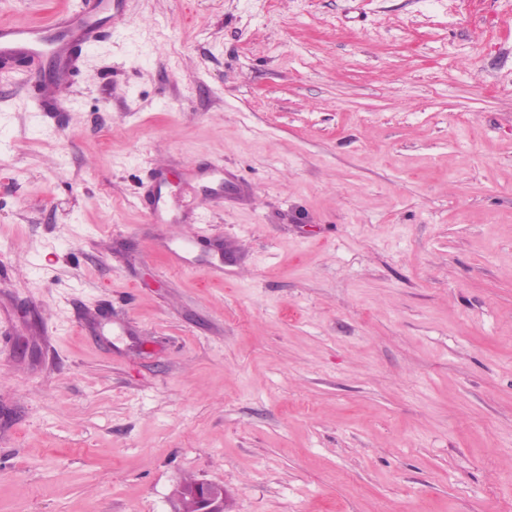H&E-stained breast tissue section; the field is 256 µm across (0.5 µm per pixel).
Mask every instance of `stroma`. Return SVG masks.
<instances>
[{
	"instance_id": "stroma-1",
	"label": "stroma",
	"mask_w": 512,
	"mask_h": 512,
	"mask_svg": "<svg viewBox=\"0 0 512 512\" xmlns=\"http://www.w3.org/2000/svg\"><path fill=\"white\" fill-rule=\"evenodd\" d=\"M122 9L0 68V512H512V0ZM198 481H186L182 486H192ZM188 492L195 497L199 504V512H224V487L223 485L201 481Z\"/></svg>"
}]
</instances>
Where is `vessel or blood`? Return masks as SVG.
Here are the masks:
<instances>
[{
    "instance_id": "1",
    "label": "vessel or blood",
    "mask_w": 512,
    "mask_h": 512,
    "mask_svg": "<svg viewBox=\"0 0 512 512\" xmlns=\"http://www.w3.org/2000/svg\"><path fill=\"white\" fill-rule=\"evenodd\" d=\"M119 21L116 0H77L70 12L47 25L0 22V59L52 55L57 70L47 90L53 94L68 86L79 49L115 29Z\"/></svg>"
}]
</instances>
